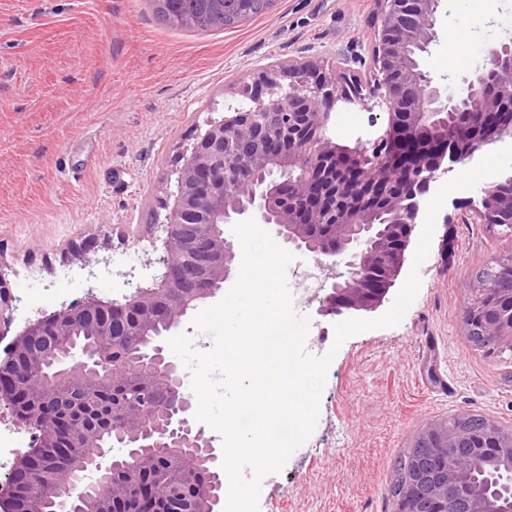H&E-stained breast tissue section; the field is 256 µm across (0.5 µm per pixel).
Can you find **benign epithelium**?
I'll return each instance as SVG.
<instances>
[{
    "mask_svg": "<svg viewBox=\"0 0 512 512\" xmlns=\"http://www.w3.org/2000/svg\"><path fill=\"white\" fill-rule=\"evenodd\" d=\"M378 28L373 56L381 78L371 96L388 110L384 140L404 141L415 129H448L451 118L466 123L453 140L440 139L427 154L413 153L405 166L378 157L379 145L339 146L328 135L331 114L340 101L361 98L358 78L338 76L321 63H291L263 72L245 85L240 107L208 121L184 163L176 170L177 191L165 207L163 248L155 258L160 274L151 286H138L123 302H108L87 293L84 299L42 315L17 334L0 360V401L11 408L20 424L35 429V447L50 448L65 459L54 484L80 499L106 477L103 465L89 460L87 448L102 449L98 429L79 425L55 411V404L77 391L103 382L108 363L120 359L125 369L118 379L136 390H154L166 408L153 412L133 398L112 403V424L122 430V452L110 455L112 493L100 499V512H160L157 501L172 488L171 507L179 512H220L224 491L216 483H202L199 499L181 490L205 458L216 463L219 453L197 427L195 398L185 389L184 372L167 354V340L176 335L190 311L213 299L240 267L242 252L225 236L224 225L250 217L274 228L284 244L303 249L317 259L328 256L311 235L316 224L330 220L323 203L326 190L317 176L323 163L344 167L349 159L366 166L355 173L364 194L351 198L336 224L338 253L346 257L343 283H334L327 308L371 310L386 295L403 266L420 201L447 164H464L512 127H494L487 121L512 105V39L490 49L489 62L464 79L463 91L448 95L421 60L437 40L436 15L442 0H375ZM289 195L301 202L296 210L277 207L275 196ZM496 209H511L512 197H503L499 185L485 188L480 205L462 218L464 224H483ZM15 297L0 268V324L11 322ZM82 328L97 337L91 354L52 359L48 344L54 338ZM490 442L501 444L491 457L456 453L469 439L464 429L448 432V424L432 422L423 436L438 435L433 452L446 465L431 481V495L460 497L467 512H512V499L490 496L475 488L472 477L487 466L504 465L512 471V430L494 421L486 424ZM142 448H169L172 466L145 478L151 462ZM13 512H42V502L19 491L23 480L12 472Z\"/></svg>",
    "mask_w": 512,
    "mask_h": 512,
    "instance_id": "benign-epithelium-1",
    "label": "benign epithelium"
}]
</instances>
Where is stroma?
Segmentation results:
<instances>
[{"label": "stroma", "instance_id": "1", "mask_svg": "<svg viewBox=\"0 0 512 512\" xmlns=\"http://www.w3.org/2000/svg\"><path fill=\"white\" fill-rule=\"evenodd\" d=\"M376 16L374 0H275L205 32L160 24L149 0H0L10 333L90 292L122 298V272L151 283L174 171L207 120L241 102L240 85L291 62L316 61L371 86ZM510 25L512 0H444L425 71L459 94ZM386 127L384 105L340 102L330 133L353 147L380 141ZM481 196L477 187L447 197L402 323L343 343L316 428L263 478L260 512H393L395 465L425 425L470 412L512 428V357L487 356L462 325L476 272L512 256V237L462 223Z\"/></svg>", "mask_w": 512, "mask_h": 512}]
</instances>
